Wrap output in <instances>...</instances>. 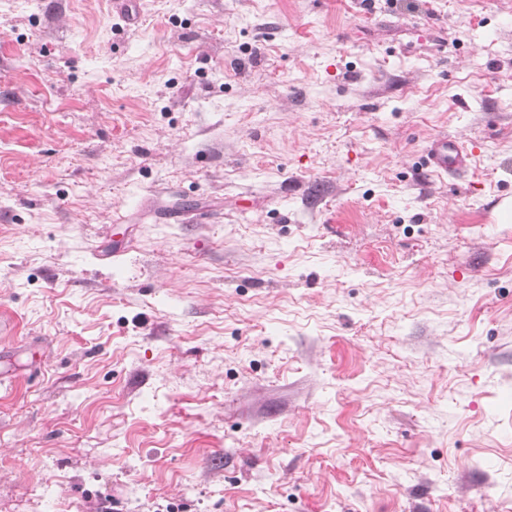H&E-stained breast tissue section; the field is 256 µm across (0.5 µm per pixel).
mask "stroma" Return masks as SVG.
I'll return each instance as SVG.
<instances>
[{
	"label": "stroma",
	"instance_id": "obj_1",
	"mask_svg": "<svg viewBox=\"0 0 512 512\" xmlns=\"http://www.w3.org/2000/svg\"><path fill=\"white\" fill-rule=\"evenodd\" d=\"M138 3L0 0V512H512V0ZM476 148V143L469 149L455 139L437 137L427 146L423 165L447 178L448 176L461 177L470 170Z\"/></svg>",
	"mask_w": 512,
	"mask_h": 512
}]
</instances>
